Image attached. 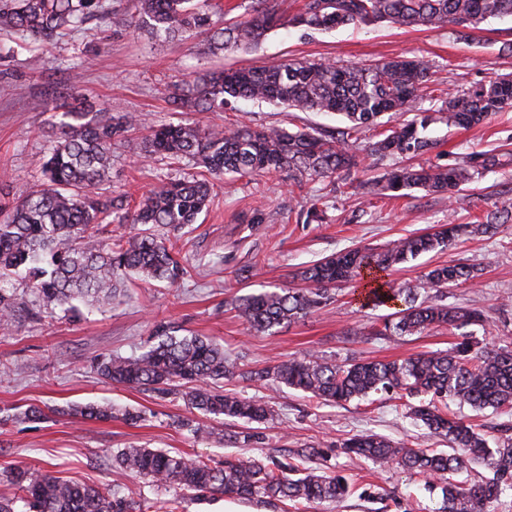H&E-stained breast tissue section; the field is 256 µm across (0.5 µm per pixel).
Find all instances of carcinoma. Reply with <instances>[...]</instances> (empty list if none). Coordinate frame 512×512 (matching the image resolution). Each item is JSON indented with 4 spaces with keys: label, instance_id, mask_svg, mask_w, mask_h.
<instances>
[{
    "label": "carcinoma",
    "instance_id": "carcinoma-1",
    "mask_svg": "<svg viewBox=\"0 0 512 512\" xmlns=\"http://www.w3.org/2000/svg\"><path fill=\"white\" fill-rule=\"evenodd\" d=\"M215 0H137L133 16L121 3L107 0H0V32L51 45L78 28L95 37L107 23L115 30L147 27L164 40L205 36L207 54L227 47L257 50L275 27L288 24L305 33L387 23L393 27L478 25L490 19H512V0H306L304 8L282 22L268 0H252L246 16L219 27L213 22ZM430 68L417 59L390 58L372 63L339 65L331 61L286 59L259 67L227 68L202 78L176 82L169 102L177 112L224 109L232 99L268 101L300 112L337 114L349 126L340 137L323 135L310 126L295 131L269 125L201 127L195 123L147 126L127 113L73 109L54 123L55 134L42 164V176L22 196L0 202V326L16 320L13 282H27L46 309L73 312V301L109 305L127 279L138 276L174 285L190 270L177 257L171 238L190 233L211 199L206 175L262 176L285 168L296 180L322 181L335 190L358 189L353 171H370L381 162L406 160L367 182L370 193L422 190L453 198L472 176L500 165L489 153L463 156L443 164L426 158L434 143L427 128L443 123L467 129L512 108V74L476 89L434 94ZM428 99V109L415 103ZM383 127L379 139L361 145L365 128ZM144 133L139 154L145 161L188 159L203 171L183 173L154 186L135 209L124 193L97 189L110 181L112 148ZM322 199L304 207V223L321 222ZM512 220L505 208L481 224L442 225L433 232L401 237L380 248H353L327 256L299 273L304 288H275L239 296L237 315L258 333L274 335L322 308L331 287L365 281L363 305L385 306L402 301L383 321L377 336H411L446 326L460 332L447 351H428L404 359L324 360L314 352L277 360L241 377L265 385L300 389L325 404L341 405L374 392L417 400L409 415L429 432L448 440V449L412 448L376 434H356L340 448L352 458L382 465L396 463L422 476L425 485L441 491L439 512H493L500 495L512 490V425H504L503 444L492 448L475 427L448 413L455 399L476 410L512 409V343L491 347L465 331L484 326L483 311L450 306L443 300H418L427 289L474 286L482 263L437 265L417 283L387 276L421 254L443 250L462 234L493 236ZM108 224H136L129 236L101 237ZM106 380L159 395L181 391L191 409L205 415L241 420L242 429L229 440L255 448L266 436L257 425L272 416L266 402L226 393L220 381L235 375L224 347L207 336L182 335L170 323L153 328L145 350L134 357L112 356L98 363ZM84 419H121L135 424L141 415L112 405L73 408ZM322 448L290 449L268 460L226 457L216 465L184 453L128 447L117 450L123 469L181 491L220 493L241 500H277L295 508L304 503H339L354 493L346 477L321 467ZM483 464L488 475L472 483L455 475L465 461ZM10 480L25 494L28 512H150L121 485L104 490L50 473L13 469Z\"/></svg>",
    "mask_w": 512,
    "mask_h": 512
}]
</instances>
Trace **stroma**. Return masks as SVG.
Here are the masks:
<instances>
[{
    "mask_svg": "<svg viewBox=\"0 0 512 512\" xmlns=\"http://www.w3.org/2000/svg\"><path fill=\"white\" fill-rule=\"evenodd\" d=\"M329 59L349 64L376 58L407 57L426 62L434 86L474 89L512 73V21H492L471 30L454 24L433 29L384 25L331 32L302 33L283 26L271 32L258 51L203 53L199 40L164 43L147 33L103 28L92 39L76 32L56 45L32 53L12 46L0 35V191L17 196L29 189L51 147L52 124L69 103L71 83L97 105L134 113L149 124L193 121L203 126L272 123L286 128L311 124L324 133L345 128L336 115L293 112L280 106L236 100L221 112H177L168 102L171 85L192 80L217 67L261 66L285 58ZM428 135L441 162L453 163L466 153L496 151L500 166L474 175L456 198L422 191L400 197L328 193L325 183L296 186L287 172L273 177L213 180V201L194 224L182 256L197 273L182 283H146L131 279L125 297L108 308L81 307L79 314L39 316L41 303L32 289L16 286L21 313L14 325L0 329V495H16V486L1 476L17 463L49 471L98 488L121 483L138 498L163 512L180 498V512H287L286 504L247 501L224 495L200 496L150 482L113 465V451L131 445L198 455L214 462L232 454L263 459L285 448L322 444L329 466L345 470L351 482L374 483L396 500L389 512H437L440 494H429L420 477L396 466L352 460L340 443L368 433L403 440L423 448H446L443 438L407 417L403 400L378 393L344 405L319 403L291 388L272 392L242 379V372L264 367L291 354L315 351L340 362L351 358L403 359L426 351H445L455 337L438 328L422 335L393 339L371 337L388 307L362 306L353 284L332 288L321 310L268 336L250 330L231 308L235 297L265 288H298L299 271L333 253L355 247L378 248L399 237L421 234L453 222L471 224L486 214L512 206V110L489 117L467 130L436 125ZM139 142L131 140L113 152V189L126 192L130 203L164 180L169 165L142 164ZM329 194L327 218L301 224L297 213L308 197ZM266 221L250 223L253 210ZM481 259L485 270L477 287L451 288L446 303L484 311L485 327L477 339L512 342V222L494 236H463L448 249L407 263L398 280L419 279L438 264ZM171 322L183 334L214 338L235 360L239 377L225 389L268 401L272 419L263 424L268 444L240 448L228 436L240 423L228 420L220 434L200 439L182 427L185 418L204 427L214 421L188 409L181 397L165 398L145 390L114 385L96 371L110 355L140 353L159 322ZM118 404L139 412L144 421H91L68 414L71 405ZM44 410L45 420L23 422L14 415L28 407Z\"/></svg>",
    "mask_w": 512,
    "mask_h": 512,
    "instance_id": "35a3bbf8",
    "label": "stroma"
}]
</instances>
